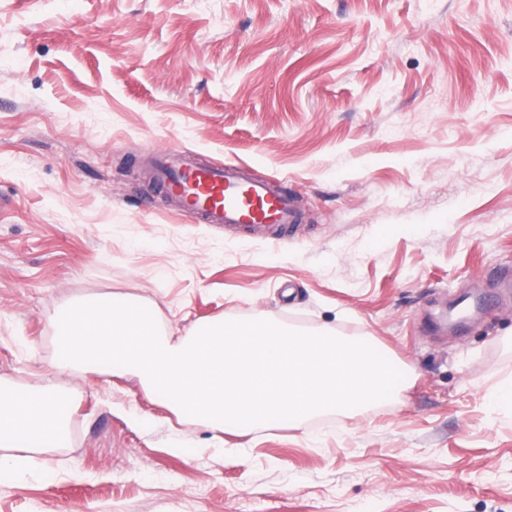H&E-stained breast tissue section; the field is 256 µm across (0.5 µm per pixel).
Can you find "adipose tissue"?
<instances>
[{"label":"adipose tissue","mask_w":512,"mask_h":512,"mask_svg":"<svg viewBox=\"0 0 512 512\" xmlns=\"http://www.w3.org/2000/svg\"><path fill=\"white\" fill-rule=\"evenodd\" d=\"M64 408L61 394L55 391L31 395L0 389V420L7 419L13 424L12 431L0 430V448H15L22 442L39 448L64 438Z\"/></svg>","instance_id":"ef3b65f1"}]
</instances>
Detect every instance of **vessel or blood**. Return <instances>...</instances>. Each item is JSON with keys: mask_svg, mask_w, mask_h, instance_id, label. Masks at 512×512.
<instances>
[{"mask_svg": "<svg viewBox=\"0 0 512 512\" xmlns=\"http://www.w3.org/2000/svg\"><path fill=\"white\" fill-rule=\"evenodd\" d=\"M152 176L179 210L206 224L262 232L295 219L288 195L271 180H249L235 166L208 167L176 148L162 152Z\"/></svg>", "mask_w": 512, "mask_h": 512, "instance_id": "b4317fda", "label": "vessel or blood"}]
</instances>
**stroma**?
<instances>
[{"label":"stroma","instance_id":"stroma-1","mask_svg":"<svg viewBox=\"0 0 512 512\" xmlns=\"http://www.w3.org/2000/svg\"><path fill=\"white\" fill-rule=\"evenodd\" d=\"M178 147L280 180L278 243L175 213ZM512 0H0V386L59 445L0 512H512ZM118 296L177 336L268 320L373 338L400 396L253 433L59 373L56 317ZM64 398L55 391L31 395L0 387V420L8 419L13 430L0 429V448H16L25 442L29 448L43 447L66 437Z\"/></svg>","mask_w":512,"mask_h":512}]
</instances>
